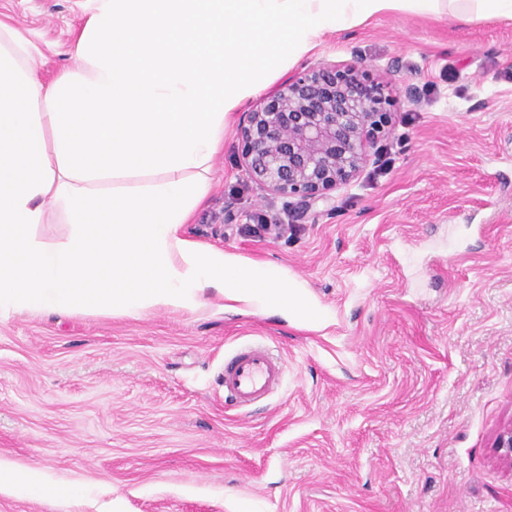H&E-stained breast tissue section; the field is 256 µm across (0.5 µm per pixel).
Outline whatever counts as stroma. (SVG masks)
Wrapping results in <instances>:
<instances>
[{"mask_svg": "<svg viewBox=\"0 0 512 512\" xmlns=\"http://www.w3.org/2000/svg\"><path fill=\"white\" fill-rule=\"evenodd\" d=\"M87 0H0L44 82L69 68ZM319 61L385 75L386 141L330 206L298 218L240 168L235 112L185 238L305 281L327 326L194 310L136 318L0 312V463L82 485L0 493V512H512V20L387 11ZM417 97L408 100L407 89ZM274 216L270 229L256 216ZM260 343L281 387L249 408L224 360Z\"/></svg>", "mask_w": 512, "mask_h": 512, "instance_id": "stroma-1", "label": "stroma"}]
</instances>
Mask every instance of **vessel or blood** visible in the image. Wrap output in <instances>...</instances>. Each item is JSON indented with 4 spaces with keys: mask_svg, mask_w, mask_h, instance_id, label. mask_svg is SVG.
Segmentation results:
<instances>
[{
    "mask_svg": "<svg viewBox=\"0 0 512 512\" xmlns=\"http://www.w3.org/2000/svg\"><path fill=\"white\" fill-rule=\"evenodd\" d=\"M282 375L281 362L267 347H242L224 362V395L237 407L247 408L275 392Z\"/></svg>",
    "mask_w": 512,
    "mask_h": 512,
    "instance_id": "b4317fda",
    "label": "vessel or blood"
}]
</instances>
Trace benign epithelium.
<instances>
[{
  "label": "benign epithelium",
  "instance_id": "obj_1",
  "mask_svg": "<svg viewBox=\"0 0 512 512\" xmlns=\"http://www.w3.org/2000/svg\"><path fill=\"white\" fill-rule=\"evenodd\" d=\"M392 103L382 76L313 64L245 114L244 175L295 200L304 215L357 178L369 146L391 132Z\"/></svg>",
  "mask_w": 512,
  "mask_h": 512
}]
</instances>
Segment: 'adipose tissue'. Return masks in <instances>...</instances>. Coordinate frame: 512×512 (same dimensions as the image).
I'll use <instances>...</instances> for the list:
<instances>
[{"label":"adipose tissue","instance_id":"1","mask_svg":"<svg viewBox=\"0 0 512 512\" xmlns=\"http://www.w3.org/2000/svg\"><path fill=\"white\" fill-rule=\"evenodd\" d=\"M440 0H90L72 69L39 75L0 22V310L137 317L228 308L319 326L306 283L184 239L233 112L329 33ZM144 175L146 184L125 188ZM61 207L66 241L35 228Z\"/></svg>","mask_w":512,"mask_h":512}]
</instances>
